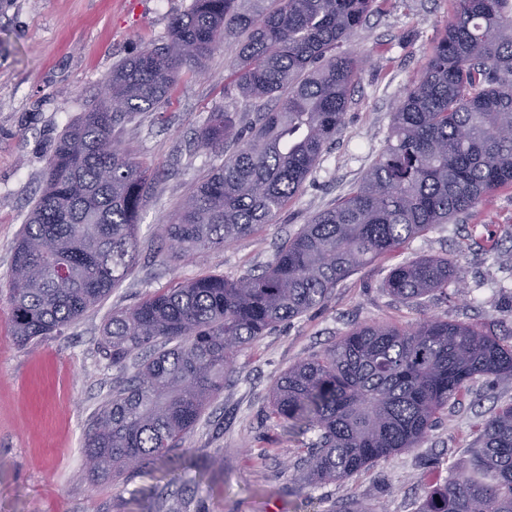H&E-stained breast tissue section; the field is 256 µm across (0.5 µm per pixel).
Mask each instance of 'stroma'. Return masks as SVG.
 <instances>
[{"instance_id": "35a3bbf8", "label": "stroma", "mask_w": 512, "mask_h": 512, "mask_svg": "<svg viewBox=\"0 0 512 512\" xmlns=\"http://www.w3.org/2000/svg\"><path fill=\"white\" fill-rule=\"evenodd\" d=\"M191 0H5L0 5V512H417L429 488L468 459L477 424L512 401V376L477 378L416 448L349 478L309 484L301 466L311 433L268 418L274 383L297 361L365 323L411 325L428 316L485 327L512 344V185L435 225L398 253L337 283L327 300L243 347L236 371L170 455L167 466L90 482L83 450L91 420L124 378L100 347L112 313L205 275L257 273L280 244L336 203L383 150L393 114L418 81L455 0H386L341 46L362 71L335 142L274 223L218 250L174 262L162 226L193 184L218 165L197 143L210 112L247 114L232 84L236 53L216 49L204 72L183 71L169 104L139 113L123 144L157 171L140 213L129 275L62 335L22 346L11 334L8 272L26 214L65 126L84 112L118 60L166 40ZM444 257L457 275L418 304L383 288L392 265ZM179 473L170 482L168 469Z\"/></svg>"}]
</instances>
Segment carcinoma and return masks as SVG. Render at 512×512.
<instances>
[{"instance_id": "cac0c4a2", "label": "carcinoma", "mask_w": 512, "mask_h": 512, "mask_svg": "<svg viewBox=\"0 0 512 512\" xmlns=\"http://www.w3.org/2000/svg\"><path fill=\"white\" fill-rule=\"evenodd\" d=\"M378 0H192L168 44L112 67L92 106L66 127L9 271L16 341L62 333L130 273L153 174L116 128L159 109L185 69L236 33L233 82L252 112L210 113L200 146L224 161L196 182L164 226L170 257L216 250L273 223L343 124L359 61L336 52ZM120 109L109 110V102ZM512 185V0H456L424 74L394 112L384 150L336 206L311 218L258 274L208 275L112 314L103 352L136 371L112 391L85 439L91 481L163 462L224 390L245 345L325 302L336 283ZM448 259L408 258L385 291L412 302L448 286ZM512 374V345L471 324L428 317L361 324L275 382L269 414L312 431L302 464L336 482L417 447L478 377ZM512 512V402L481 423L468 464L429 490L418 512Z\"/></svg>"}]
</instances>
